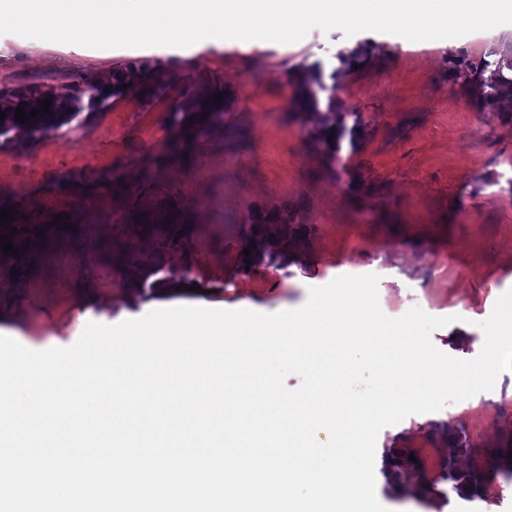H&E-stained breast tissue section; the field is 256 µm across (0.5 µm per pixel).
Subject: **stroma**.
Segmentation results:
<instances>
[{
    "label": "stroma",
    "instance_id": "stroma-1",
    "mask_svg": "<svg viewBox=\"0 0 512 512\" xmlns=\"http://www.w3.org/2000/svg\"><path fill=\"white\" fill-rule=\"evenodd\" d=\"M355 49L365 50L368 61L338 80L336 98L342 110L362 114L367 130L361 149L333 172L310 150L305 126L288 107L297 75ZM492 50L512 55V25L414 43L315 28L287 45L210 48L178 68L163 50L145 52L140 63L168 72L170 80L223 85L232 101L224 123L246 134L234 144L205 139L194 166L164 176L202 216L191 258L168 257L174 266L192 261L197 289L170 295V302L272 314L302 307L310 288L338 276L373 273L386 316L418 307L449 318L433 331V344L454 358H475L484 343L481 321L512 289V125L473 108L454 74L458 64ZM128 63L118 51L102 58L75 44L0 35V88L47 91L65 76L99 77ZM169 105L150 81L110 101L84 131L0 149V197L26 216L82 204L92 240H109L119 202L108 188L86 194L85 183L114 166H134L169 140L163 121ZM271 213L304 226L298 263L285 271L241 270L242 225ZM96 274L95 300L81 302L73 246L58 243L0 311V335L32 350L68 347L87 323L114 325L159 309L157 296L123 299L109 267L98 266ZM452 331L460 335L454 346ZM431 421L465 426L476 447L466 467L482 470L487 491L467 497L448 482L431 495H401L379 470L376 496L387 512H512V479L498 459L512 448V371L501 373L492 390L384 428L377 452L408 449L437 473L441 443L425 429Z\"/></svg>",
    "mask_w": 512,
    "mask_h": 512
}]
</instances>
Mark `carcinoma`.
Returning a JSON list of instances; mask_svg holds the SVG:
<instances>
[{"instance_id":"obj_1","label":"carcinoma","mask_w":512,"mask_h":512,"mask_svg":"<svg viewBox=\"0 0 512 512\" xmlns=\"http://www.w3.org/2000/svg\"><path fill=\"white\" fill-rule=\"evenodd\" d=\"M343 70H357L364 66L367 57L358 50L348 55L338 56ZM512 58L496 57V52L464 64L460 71L463 84L469 91L470 103L482 112L494 103L512 102ZM333 70L328 84L322 69L314 66L302 74L297 81L298 90L291 99V112L297 120L312 123L309 137L321 147L320 162L334 171L341 158V146L348 142L351 150H356L362 141L366 124L358 112L336 111V76ZM140 82V75L119 70L112 74V83L104 87L100 80L81 75L63 82L48 93L31 89H0V112L6 117L0 121V148H9L17 142L34 143L49 135H64L89 125L97 115V99L120 98L132 91ZM224 93L218 84L191 82L184 85L182 95L175 100L164 116L165 123L173 133L172 139L156 153L139 160L138 182L130 185L126 181V171L116 168L102 172L93 183L112 186L121 194L124 207L112 214V239L107 251L112 254V268L120 277L123 288L135 298L154 295L162 288H175L191 281V264L174 267L168 263V256L174 251L190 255L192 251V223L190 206L173 191L157 198L154 207L144 209L137 201L136 188H153L159 177L168 169L189 168L195 161V149L201 138L210 136L216 130H224V116L229 108L226 99L216 100V95ZM51 100L46 114L41 101ZM26 103L24 111L36 115L21 123L15 120L16 108ZM81 104V111L72 112L73 104ZM194 119L188 123V119ZM176 207H171V204ZM83 215L78 209L70 215V220L53 221L47 214L42 223L44 235L29 228L13 237V248L21 254L16 257L0 251L4 261V271L13 287H18L22 278L38 262L51 242L74 235L66 224L85 231ZM65 227H59V224ZM182 236H177L178 231ZM303 226L291 222L284 216H269L246 225L243 234V247L251 255H241V266L246 260L255 264L263 262L268 266L286 268L289 256L301 245ZM471 444L464 428L452 431L447 454L441 463L442 479L456 483V489L475 487L481 484L477 472L461 473L457 469V458L470 452Z\"/></svg>"}]
</instances>
